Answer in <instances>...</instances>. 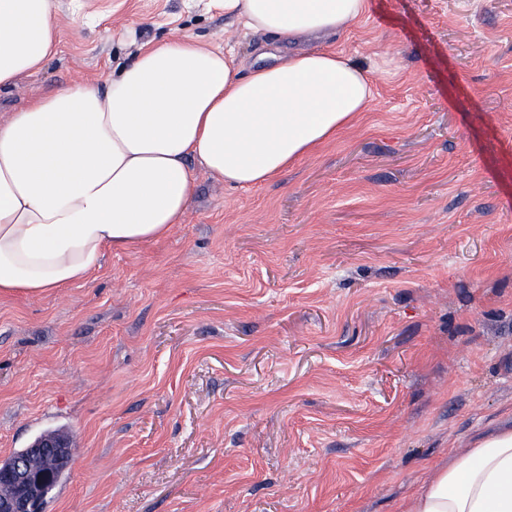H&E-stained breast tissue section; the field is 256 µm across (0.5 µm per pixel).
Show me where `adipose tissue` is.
I'll use <instances>...</instances> for the list:
<instances>
[{
  "label": "adipose tissue",
  "instance_id": "adipose-tissue-1",
  "mask_svg": "<svg viewBox=\"0 0 512 512\" xmlns=\"http://www.w3.org/2000/svg\"><path fill=\"white\" fill-rule=\"evenodd\" d=\"M367 0H224L244 29L337 36ZM50 0H0V87L43 70L58 43ZM244 66L183 36L141 47L105 87L74 82L0 123V297L87 280L105 249L169 236L197 158L233 187L268 182L367 111V69L332 48ZM399 512H512V427L435 464Z\"/></svg>",
  "mask_w": 512,
  "mask_h": 512
}]
</instances>
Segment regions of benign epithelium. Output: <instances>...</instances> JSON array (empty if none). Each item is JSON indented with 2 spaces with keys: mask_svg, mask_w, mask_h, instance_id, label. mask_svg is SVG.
I'll use <instances>...</instances> for the list:
<instances>
[{
  "mask_svg": "<svg viewBox=\"0 0 512 512\" xmlns=\"http://www.w3.org/2000/svg\"><path fill=\"white\" fill-rule=\"evenodd\" d=\"M66 447L65 439L45 436L32 443L24 456L0 469V512H41L49 476L44 464Z\"/></svg>",
  "mask_w": 512,
  "mask_h": 512,
  "instance_id": "7a95c632",
  "label": "benign epithelium"
}]
</instances>
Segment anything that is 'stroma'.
<instances>
[{
	"mask_svg": "<svg viewBox=\"0 0 512 512\" xmlns=\"http://www.w3.org/2000/svg\"><path fill=\"white\" fill-rule=\"evenodd\" d=\"M336 49L357 122L82 284L0 297V460L69 434L45 512H398L427 466L512 425V0H368ZM15 106L190 36L288 43L217 0H51Z\"/></svg>",
	"mask_w": 512,
	"mask_h": 512,
	"instance_id": "1",
	"label": "stroma"
}]
</instances>
